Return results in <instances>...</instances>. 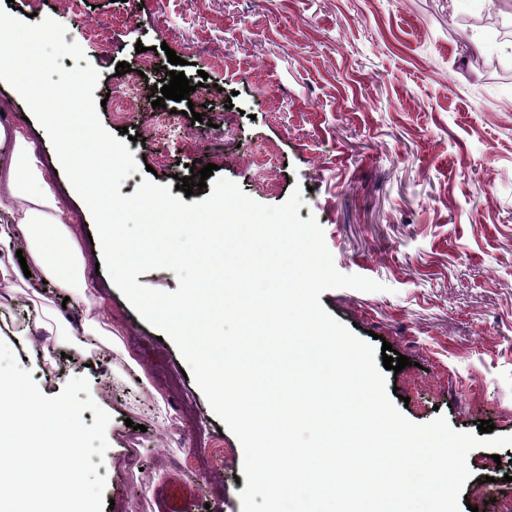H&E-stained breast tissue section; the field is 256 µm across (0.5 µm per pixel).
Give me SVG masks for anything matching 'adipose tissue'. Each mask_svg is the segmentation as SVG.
Segmentation results:
<instances>
[{"label": "adipose tissue", "instance_id": "obj_1", "mask_svg": "<svg viewBox=\"0 0 512 512\" xmlns=\"http://www.w3.org/2000/svg\"><path fill=\"white\" fill-rule=\"evenodd\" d=\"M0 253L22 250L28 269L67 294L86 335L109 340L112 325L85 277L88 257L24 132L0 122Z\"/></svg>", "mask_w": 512, "mask_h": 512}]
</instances>
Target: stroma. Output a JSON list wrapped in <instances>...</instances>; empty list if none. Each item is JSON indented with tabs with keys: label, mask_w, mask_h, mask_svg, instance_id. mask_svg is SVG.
I'll return each mask as SVG.
<instances>
[{
	"label": "stroma",
	"mask_w": 512,
	"mask_h": 512,
	"mask_svg": "<svg viewBox=\"0 0 512 512\" xmlns=\"http://www.w3.org/2000/svg\"><path fill=\"white\" fill-rule=\"evenodd\" d=\"M0 0L27 20L50 18L77 44L105 99L117 65L143 66L141 109L128 113L137 170L120 193L143 180L176 187L188 165L215 164L264 205L303 190L300 219L316 218L335 268L381 285L320 296L354 335L374 332L409 358L387 371L388 386L408 397L403 416L425 424L444 417L477 433L492 420L512 436V38L492 23L487 0ZM106 27L101 40L84 29ZM143 52H136V44ZM185 61L196 87L175 103L182 132L163 156L142 144L155 111L153 87L167 50ZM207 80H200V73ZM201 120L187 115V108ZM0 114L32 141L89 258L86 277L121 341L96 344L92 356L69 349L64 368L41 376L42 349L56 337L30 325L24 306L43 288L26 278L12 307L0 306V341L35 375L46 395L75 377L110 416L102 512H242V447L210 407L171 338L147 323L97 272L99 238L42 125L23 98L0 81ZM145 425L127 455L129 423ZM230 448L211 450L212 439ZM462 488L478 512H497L512 490V445L477 447Z\"/></svg>",
	"instance_id": "1"
}]
</instances>
